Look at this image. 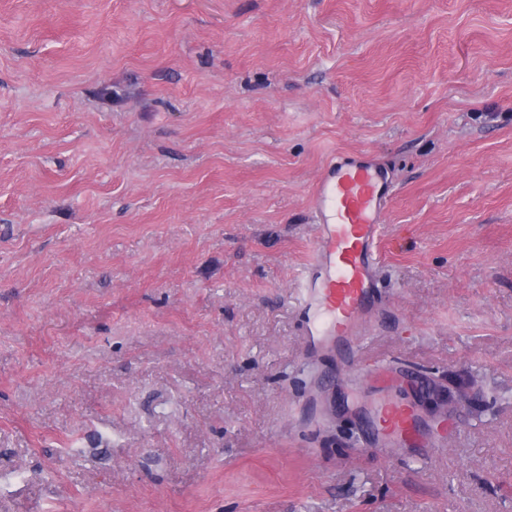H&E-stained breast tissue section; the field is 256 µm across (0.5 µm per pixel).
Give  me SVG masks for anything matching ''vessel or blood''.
Wrapping results in <instances>:
<instances>
[{
  "label": "vessel or blood",
  "mask_w": 512,
  "mask_h": 512,
  "mask_svg": "<svg viewBox=\"0 0 512 512\" xmlns=\"http://www.w3.org/2000/svg\"><path fill=\"white\" fill-rule=\"evenodd\" d=\"M389 197L377 169L358 157L332 161L318 182L312 204L317 234L303 276L304 333L311 344L353 335L367 316ZM377 417L385 433L415 439L408 406L382 403Z\"/></svg>",
  "instance_id": "vessel-or-blood-1"
}]
</instances>
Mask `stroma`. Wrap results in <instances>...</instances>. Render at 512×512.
Wrapping results in <instances>:
<instances>
[{"mask_svg": "<svg viewBox=\"0 0 512 512\" xmlns=\"http://www.w3.org/2000/svg\"><path fill=\"white\" fill-rule=\"evenodd\" d=\"M339 156L392 194L315 347ZM0 512H512V0H0ZM389 197L377 169L358 157L332 161L318 182L317 234L303 276L304 333L311 344L352 336L369 313ZM377 417L385 433L407 443L416 438L414 415L407 405L384 402L377 410Z\"/></svg>", "mask_w": 512, "mask_h": 512, "instance_id": "obj_1", "label": "stroma"}]
</instances>
